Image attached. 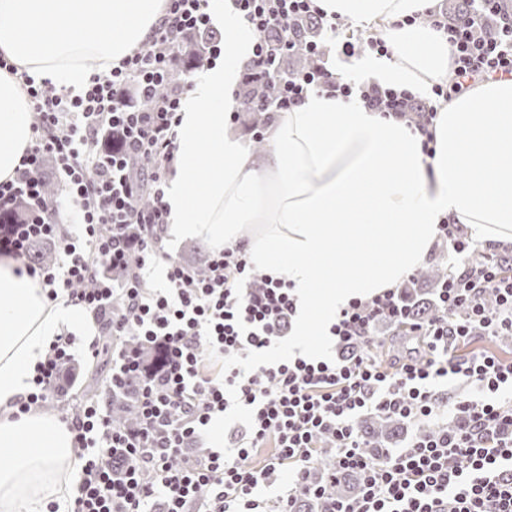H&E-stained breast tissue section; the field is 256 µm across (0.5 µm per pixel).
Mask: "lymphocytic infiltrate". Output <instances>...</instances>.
Here are the masks:
<instances>
[{
  "instance_id": "1",
  "label": "lymphocytic infiltrate",
  "mask_w": 512,
  "mask_h": 512,
  "mask_svg": "<svg viewBox=\"0 0 512 512\" xmlns=\"http://www.w3.org/2000/svg\"><path fill=\"white\" fill-rule=\"evenodd\" d=\"M501 2L474 0L452 22L431 15V28L448 40L453 75L422 100L376 82L352 85L322 64L282 75L280 60L296 46L323 54L317 42L302 44L295 35L302 20L323 22L315 0H232L257 35L242 83H279L275 100L256 97L249 107L285 112L316 90L356 94L383 115H416L422 150L432 155L440 103L476 83L512 76V10ZM208 6V0H166L147 42L120 67L91 74L82 92L51 94L28 84L36 115L31 145L14 178L0 182V215L8 218L0 225V255L20 261L48 288L65 289L71 304L93 319L108 317L113 335L135 343L113 354L104 390L140 380L137 425L115 427L96 403L71 418L85 458L72 512H154L159 504L165 512H189L202 488L207 497L199 512H265L256 493L282 471L289 478L276 500L278 512H298L301 499L321 493L312 469L326 448L334 454L336 474H356L360 488L354 500H328L324 512H512V363L487 352H456L477 334L512 337V272L503 269L512 257L492 245L478 250L453 220L438 227L456 260L438 290L440 315L414 318L397 288L353 300L329 328L339 350L333 358L298 356L252 367L253 357L295 324L297 300L285 277L254 279L242 244L213 253L204 276L169 260L167 287L145 288L143 272L162 251V199L184 94L180 86L163 96L154 90L177 60L181 37L213 31ZM131 84L152 97L149 110L129 101ZM46 154L57 160L80 235L51 219L56 203L44 196L39 176ZM145 188L152 197L147 208L140 204ZM36 238L59 240V263H32L29 244ZM131 261L135 270L122 288H114L107 270ZM85 280L94 281V288L78 289ZM382 319L418 340L390 370L371 352ZM78 354L96 358L97 341L72 332L58 337L37 366L31 391L18 401V412H29L68 385L62 367ZM219 358L224 369L212 372L210 364ZM443 381L456 391L447 410L436 398ZM238 408L250 413L244 433L231 435L225 448L175 465L213 421ZM370 410L409 424L425 422L434 431L418 433L400 451L372 456L359 431ZM269 441L273 453L254 465V453Z\"/></svg>"
}]
</instances>
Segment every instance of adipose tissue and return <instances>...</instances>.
<instances>
[{
	"instance_id": "obj_1",
	"label": "adipose tissue",
	"mask_w": 512,
	"mask_h": 512,
	"mask_svg": "<svg viewBox=\"0 0 512 512\" xmlns=\"http://www.w3.org/2000/svg\"><path fill=\"white\" fill-rule=\"evenodd\" d=\"M435 0H316L331 21L386 27L391 54L370 52L344 74L428 96L450 67L447 42L406 25ZM164 0H0V182L11 180L31 144L24 77L81 90L90 66L106 71L148 38ZM228 46L183 97L176 161L164 202L175 244L210 249L246 241L253 264L292 283L297 335L318 336L350 300L396 288L428 259L438 226L451 218L478 244L512 241V80L488 82L437 112L435 153L420 137L358 99L314 91L276 115L271 148L255 159L224 120L256 35L230 0H209ZM66 294L49 299L39 277L0 258V512H70L83 462L69 422L36 412L15 416L36 366L72 328Z\"/></svg>"
}]
</instances>
